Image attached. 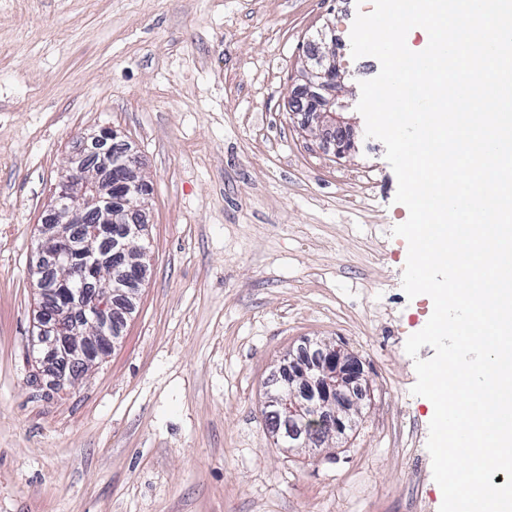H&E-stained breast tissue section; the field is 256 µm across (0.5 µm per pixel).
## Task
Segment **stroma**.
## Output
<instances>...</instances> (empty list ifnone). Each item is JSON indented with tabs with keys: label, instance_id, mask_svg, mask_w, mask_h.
Masks as SVG:
<instances>
[{
	"label": "stroma",
	"instance_id": "35a3bbf8",
	"mask_svg": "<svg viewBox=\"0 0 512 512\" xmlns=\"http://www.w3.org/2000/svg\"><path fill=\"white\" fill-rule=\"evenodd\" d=\"M372 0H0V512H439L404 350L409 216L366 137L350 33ZM355 148L288 102L319 28ZM142 160L147 276L112 352L35 380L37 226L101 128ZM357 361L354 424L284 448L266 393L302 347Z\"/></svg>",
	"mask_w": 512,
	"mask_h": 512
}]
</instances>
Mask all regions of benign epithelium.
<instances>
[{
	"label": "benign epithelium",
	"mask_w": 512,
	"mask_h": 512,
	"mask_svg": "<svg viewBox=\"0 0 512 512\" xmlns=\"http://www.w3.org/2000/svg\"><path fill=\"white\" fill-rule=\"evenodd\" d=\"M301 79L307 103L296 101V111L304 113L303 126L336 141L337 156L348 154L354 149V134L342 117L348 104L335 92L344 74L334 54L327 51L304 57ZM320 90L329 92L330 98L318 96ZM116 140L115 131L102 129L85 144L83 154L70 159L68 172L55 192L51 214L38 227L35 288L40 303L33 346L42 352L49 387L58 386L66 376L108 354L116 343L112 293L130 286L138 289L145 280L147 250L137 245L145 224L138 190L128 189L125 201L129 216L126 238L129 247L139 253L130 271L120 270L125 263L124 252L116 251L101 259L90 249L78 250L66 229L68 224L96 216L97 223L86 230L93 240L100 234L99 224L117 219L112 214V168L106 167L105 179L96 180L90 177L85 162L89 155L108 162ZM57 262L63 265L64 275L48 285L45 275ZM359 375V364L332 348L327 350L323 365L292 363L284 369L280 384L268 392L267 404L274 407L277 416L297 421L304 443L319 444L345 430V418L355 405L353 383Z\"/></svg>",
	"instance_id": "benign-epithelium-1"
}]
</instances>
